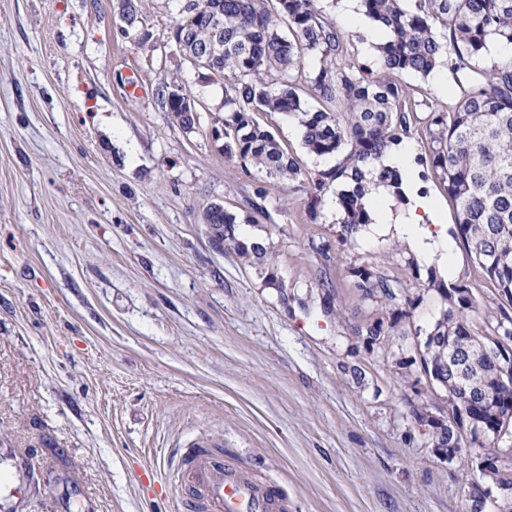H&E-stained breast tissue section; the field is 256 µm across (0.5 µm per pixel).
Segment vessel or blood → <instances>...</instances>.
Here are the masks:
<instances>
[{
  "instance_id": "b4317fda",
  "label": "vessel or blood",
  "mask_w": 512,
  "mask_h": 512,
  "mask_svg": "<svg viewBox=\"0 0 512 512\" xmlns=\"http://www.w3.org/2000/svg\"><path fill=\"white\" fill-rule=\"evenodd\" d=\"M168 467L180 485L182 512H290L292 507L275 480L225 462L204 441L176 449Z\"/></svg>"
}]
</instances>
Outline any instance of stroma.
<instances>
[{"instance_id": "35a3bbf8", "label": "stroma", "mask_w": 512, "mask_h": 512, "mask_svg": "<svg viewBox=\"0 0 512 512\" xmlns=\"http://www.w3.org/2000/svg\"><path fill=\"white\" fill-rule=\"evenodd\" d=\"M356 63L378 65L359 0H319ZM178 0H146L150 39L125 38L113 0H0V462L12 512H177L166 470L201 440L261 465L295 512H469L471 462L437 449L445 393L422 383L428 332L446 305L431 276L499 303L463 244L440 272L394 227L343 239L337 195L316 211L308 184L245 174L211 136L224 80L180 63L167 34ZM179 81L199 125L170 120L157 92ZM440 105L463 95L447 67L400 74ZM263 120L302 170L297 120ZM263 252L222 251L204 224L213 204ZM387 278L390 305L364 297L358 272ZM391 324L389 347L356 327Z\"/></svg>"}]
</instances>
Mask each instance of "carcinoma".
Instances as JSON below:
<instances>
[{"label": "carcinoma", "mask_w": 512, "mask_h": 512, "mask_svg": "<svg viewBox=\"0 0 512 512\" xmlns=\"http://www.w3.org/2000/svg\"><path fill=\"white\" fill-rule=\"evenodd\" d=\"M318 0H180L179 18L170 34L188 56L200 47L220 42L211 67L224 77V156L249 173L256 170L274 181L301 175L295 157L261 122L264 113L295 118L303 129V144L316 156H333L345 144L351 150L342 165L307 177L309 208L318 205L319 191L343 179L340 191L343 236L353 237L369 223L367 197L375 186L400 192L397 170L379 164L384 152L401 143L424 122V155L456 207L457 237L476 260L484 277L497 288L500 304L484 312L479 324L469 314L478 303L465 284L441 288L448 308L425 342L423 363L433 380L448 381L451 351H473L492 344L502 351L499 337L512 348V59L490 71L471 67L489 40L512 44V0H360L364 14L379 24V68L356 64L339 33L317 8ZM143 4L117 0L122 31L146 44L142 34ZM316 60L305 74L308 94L318 106L306 105L295 74L304 60ZM444 64L470 89L450 108L428 102V92L415 99L395 75H429ZM173 82L160 89L162 107L180 126L188 110L173 92ZM425 107L426 117L418 116ZM205 223L214 240L246 257L251 248L234 234L237 216L211 207ZM364 296L384 305L396 300L389 281L359 270ZM490 365L466 370L446 398L448 416L488 418L487 410L502 399L504 388Z\"/></svg>", "instance_id": "cac0c4a2"}]
</instances>
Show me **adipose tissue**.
Masks as SVG:
<instances>
[{
    "label": "adipose tissue",
    "instance_id": "adipose-tissue-1",
    "mask_svg": "<svg viewBox=\"0 0 512 512\" xmlns=\"http://www.w3.org/2000/svg\"><path fill=\"white\" fill-rule=\"evenodd\" d=\"M382 162L387 167L399 169L406 196V208L400 216H393L388 194L382 190L374 192L368 201L373 223H398L403 231L411 233L421 253L440 252L443 269L454 270L459 258L453 242L445 237L433 238L428 229L423 226L425 219L435 216L436 204L433 199L419 193L418 175L411 168L407 153H385Z\"/></svg>",
    "mask_w": 512,
    "mask_h": 512
}]
</instances>
